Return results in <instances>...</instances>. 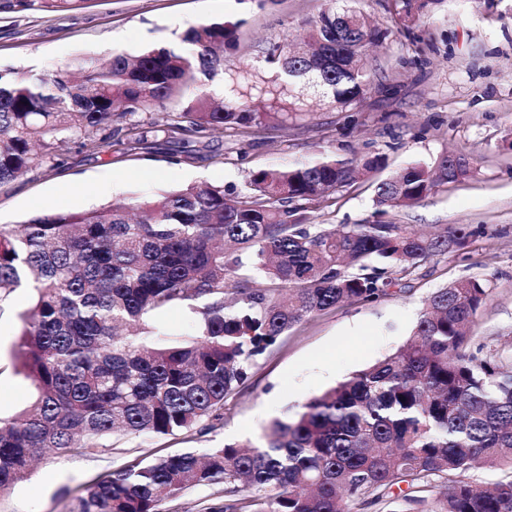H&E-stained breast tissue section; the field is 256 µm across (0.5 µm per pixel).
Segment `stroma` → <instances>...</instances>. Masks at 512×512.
<instances>
[{
    "label": "stroma",
    "instance_id": "35a3bbf8",
    "mask_svg": "<svg viewBox=\"0 0 512 512\" xmlns=\"http://www.w3.org/2000/svg\"><path fill=\"white\" fill-rule=\"evenodd\" d=\"M326 0H92L86 9L21 13L0 19V68L48 76L77 56L137 54L176 40L207 22H240L242 58L268 43L295 41ZM387 38L371 49L373 84L346 111L315 104L297 122L263 129L239 142L207 133L195 150L159 143L128 152L106 145L88 154L69 142L54 161L0 187V225L48 211L74 212L115 200L147 202L188 183L243 188L250 170L341 157H387V173L433 162L447 151L477 158L475 176L421 202L379 213L368 186L336 194L335 205L312 213L315 224H405L420 232L465 224L473 234L460 248L435 256L390 296L338 307L291 329L259 359L248 385L227 398L221 429L177 436L112 438L109 447L38 463L0 493V512H68L101 475L138 459L187 448L203 453L230 441L260 440L269 423L309 398L394 352L408 339L426 298L454 282L476 278L489 293L472 328V347L494 345L512 359V0H439L410 26L389 0H359ZM28 287L0 298V416L27 408L33 388L16 368L19 316L32 304Z\"/></svg>",
    "mask_w": 512,
    "mask_h": 512
}]
</instances>
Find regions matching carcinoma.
<instances>
[{
  "mask_svg": "<svg viewBox=\"0 0 512 512\" xmlns=\"http://www.w3.org/2000/svg\"><path fill=\"white\" fill-rule=\"evenodd\" d=\"M86 0H0V16L83 8ZM307 23L303 54L271 43L254 61L224 67L240 23L201 24L178 41L101 62L78 57L51 76L0 70V186L53 160L66 140L82 152L115 142L128 151L158 137L190 144L206 131L240 139L311 111L346 109L373 77L371 29L357 0H328ZM440 0H391L400 19ZM162 122L131 121L183 99ZM386 156L325 153L248 173L241 190L191 184L153 201L122 200L0 225V297L25 285L15 346L33 401L0 417V492L37 457L106 447L105 439L177 435L224 426V400L294 326L345 304L388 295L397 275L466 244L456 225L418 233L405 224H307L309 213L383 170ZM473 162L444 153L378 181L384 209L416 204L468 178ZM265 286L252 287L253 275ZM478 279L425 302L413 338L377 363L274 419L258 442L208 453L155 455L91 484L69 512H162L199 487H219L202 512H512V479L485 488L477 466L512 470V364L488 346L470 350L486 304ZM186 307L193 331L158 337L151 319ZM407 483L403 503L389 490Z\"/></svg>",
  "mask_w": 512,
  "mask_h": 512,
  "instance_id": "carcinoma-1",
  "label": "carcinoma"
}]
</instances>
